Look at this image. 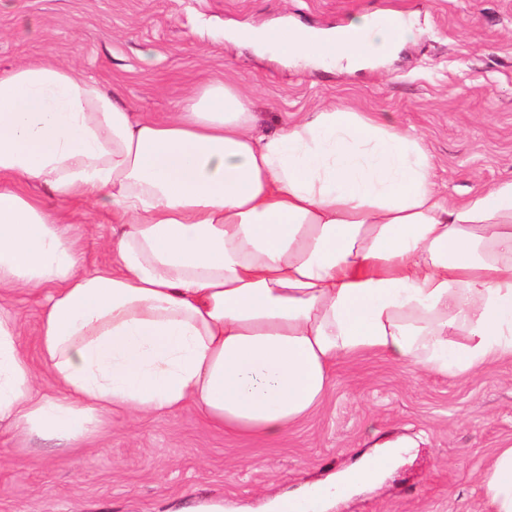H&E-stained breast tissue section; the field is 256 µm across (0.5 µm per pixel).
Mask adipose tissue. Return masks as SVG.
Listing matches in <instances>:
<instances>
[{"label":"adipose tissue","instance_id":"adipose-tissue-1","mask_svg":"<svg viewBox=\"0 0 512 512\" xmlns=\"http://www.w3.org/2000/svg\"><path fill=\"white\" fill-rule=\"evenodd\" d=\"M385 11L320 33L252 34L297 63L357 69L411 38ZM249 99L206 83L177 112H130L63 64L0 72V429L55 445L103 416L194 407L277 438L368 353L468 380L512 358V181L455 205L410 131L331 108L254 131ZM62 209L111 207L112 264L84 270ZM37 295L43 393L7 294ZM481 484L512 512V446Z\"/></svg>","mask_w":512,"mask_h":512}]
</instances>
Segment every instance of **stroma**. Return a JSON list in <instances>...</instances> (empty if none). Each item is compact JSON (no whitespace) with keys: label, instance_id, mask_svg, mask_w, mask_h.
<instances>
[{"label":"stroma","instance_id":"obj_1","mask_svg":"<svg viewBox=\"0 0 512 512\" xmlns=\"http://www.w3.org/2000/svg\"><path fill=\"white\" fill-rule=\"evenodd\" d=\"M390 10L414 37L364 71L302 68L240 39L278 20L314 31ZM34 58L71 66L131 111L167 117L207 79L240 88L259 132L332 107L413 129L441 195L461 204L512 180V0H0V71ZM112 215L76 225L85 269L112 262ZM322 407L276 439L224 434L194 409L113 415L75 448L0 434V512H176L223 500L268 512L275 495L406 441L381 485L329 512H491L480 477L512 445V359L468 381L369 354L340 360Z\"/></svg>","mask_w":512,"mask_h":512}]
</instances>
